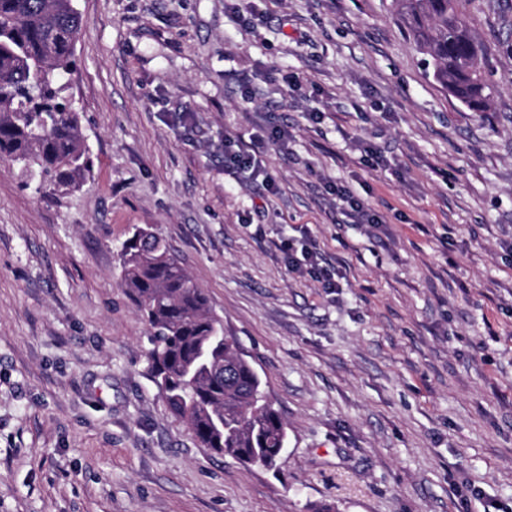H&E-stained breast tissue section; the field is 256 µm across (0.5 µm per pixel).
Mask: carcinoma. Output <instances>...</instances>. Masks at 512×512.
I'll list each match as a JSON object with an SVG mask.
<instances>
[{"mask_svg":"<svg viewBox=\"0 0 512 512\" xmlns=\"http://www.w3.org/2000/svg\"><path fill=\"white\" fill-rule=\"evenodd\" d=\"M474 0H396L433 77L483 112L491 95L485 47L466 19ZM75 0H0V158L37 190L67 189L90 169L80 113L65 96L80 31ZM121 286L148 326V359L172 414L213 452L274 468L288 426L207 294L149 224L119 254Z\"/></svg>","mask_w":512,"mask_h":512,"instance_id":"cac0c4a2","label":"carcinoma"}]
</instances>
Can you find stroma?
I'll return each mask as SVG.
<instances>
[{"mask_svg": "<svg viewBox=\"0 0 512 512\" xmlns=\"http://www.w3.org/2000/svg\"><path fill=\"white\" fill-rule=\"evenodd\" d=\"M75 5L90 170L38 191L0 161V512H512V0L470 8L483 112L393 0ZM274 126L271 193L224 144ZM145 224L287 422L277 469L170 414L117 262ZM336 197L347 205V210L353 218V222L356 224H377L380 223V216L371 212L365 204L351 194L349 190L336 188L333 190Z\"/></svg>", "mask_w": 512, "mask_h": 512, "instance_id": "stroma-1", "label": "stroma"}]
</instances>
